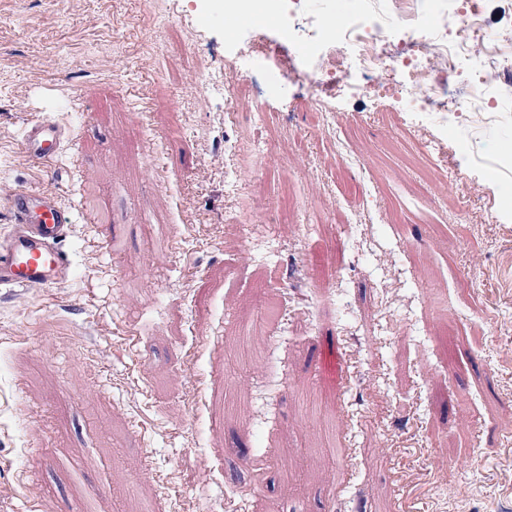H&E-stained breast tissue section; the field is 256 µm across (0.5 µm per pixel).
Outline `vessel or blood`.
Segmentation results:
<instances>
[{"label":"vessel or blood","mask_w":512,"mask_h":512,"mask_svg":"<svg viewBox=\"0 0 512 512\" xmlns=\"http://www.w3.org/2000/svg\"><path fill=\"white\" fill-rule=\"evenodd\" d=\"M63 142L61 128L45 117L31 119L21 150L26 160L47 167L57 158ZM12 227L0 238V291L17 288L49 289L64 283L70 267L59 244L66 237L72 214L56 191L20 185L7 198Z\"/></svg>","instance_id":"1"}]
</instances>
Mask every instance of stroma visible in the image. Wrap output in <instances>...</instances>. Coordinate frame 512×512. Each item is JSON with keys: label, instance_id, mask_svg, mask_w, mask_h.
<instances>
[{"label": "stroma", "instance_id": "obj_1", "mask_svg": "<svg viewBox=\"0 0 512 512\" xmlns=\"http://www.w3.org/2000/svg\"><path fill=\"white\" fill-rule=\"evenodd\" d=\"M230 35L218 0H0V192L73 213L69 280L0 297V512H512V85L444 129L272 68L230 117L194 84L251 97ZM224 89V110L225 112H261L258 109V102L265 99L269 90L264 86L256 85V96L250 101L243 102L234 94L233 87L229 84L222 85ZM63 142L61 128L46 117L31 119L24 132L21 150L26 160L48 168L57 158Z\"/></svg>", "mask_w": 512, "mask_h": 512}]
</instances>
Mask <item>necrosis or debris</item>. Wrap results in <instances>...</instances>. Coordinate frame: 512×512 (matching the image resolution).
Wrapping results in <instances>:
<instances>
[{
	"label": "necrosis or debris",
	"mask_w": 512,
	"mask_h": 512,
	"mask_svg": "<svg viewBox=\"0 0 512 512\" xmlns=\"http://www.w3.org/2000/svg\"><path fill=\"white\" fill-rule=\"evenodd\" d=\"M393 5L400 22L395 33L382 27L368 30L354 19L309 16L302 27L305 52L277 58L276 68L283 78L298 85L331 87L339 82L353 96L372 93L381 72L389 77V90L409 99L417 80L422 79L429 85L423 111L447 122L462 112L486 111L489 90L484 77L459 82L454 72L465 64L470 43L488 45L489 58L494 61L512 56V38L488 32L470 10L464 13L454 40L438 39L422 29L413 0H393ZM259 12L275 14L280 40L293 42L289 18L280 12L278 0H224V17L236 22L235 35L248 45V59L257 69L266 60L268 40L264 29L249 23Z\"/></svg>",
	"instance_id": "necrosis-or-debris-1"
}]
</instances>
